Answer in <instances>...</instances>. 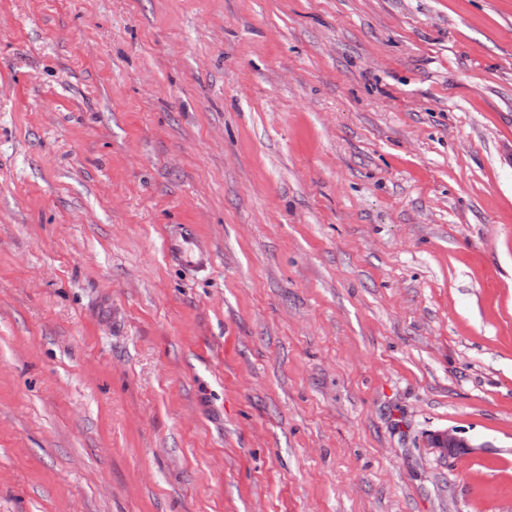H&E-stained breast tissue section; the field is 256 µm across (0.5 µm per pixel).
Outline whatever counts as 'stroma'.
<instances>
[{"mask_svg":"<svg viewBox=\"0 0 512 512\" xmlns=\"http://www.w3.org/2000/svg\"><path fill=\"white\" fill-rule=\"evenodd\" d=\"M0 512H512V0H0ZM170 232L165 240L169 256L191 270L203 269L210 265L211 254L194 244L195 234L189 224H180ZM430 445L436 448L442 456H461L471 448L464 439L460 438L454 430L438 431L431 435Z\"/></svg>","mask_w":512,"mask_h":512,"instance_id":"1","label":"stroma"}]
</instances>
